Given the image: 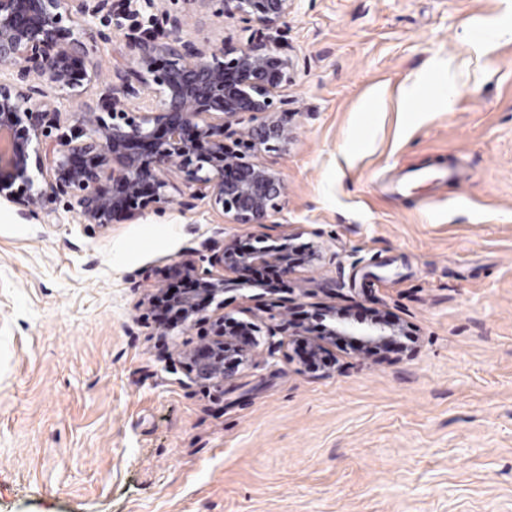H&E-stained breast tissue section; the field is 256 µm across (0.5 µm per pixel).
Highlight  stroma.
Masks as SVG:
<instances>
[{
	"mask_svg": "<svg viewBox=\"0 0 512 512\" xmlns=\"http://www.w3.org/2000/svg\"><path fill=\"white\" fill-rule=\"evenodd\" d=\"M150 26L89 44L101 72ZM183 35L247 38L202 10ZM276 38L294 137L260 155L286 185L266 224L182 209L181 183L103 229L66 197L49 218L0 202V512H512V0H295ZM282 234V289L220 308L266 324L283 301L299 334L195 385L175 353L201 326L160 333L150 297L213 244ZM329 311L399 334L325 336Z\"/></svg>",
	"mask_w": 512,
	"mask_h": 512,
	"instance_id": "35a3bbf8",
	"label": "stroma"
}]
</instances>
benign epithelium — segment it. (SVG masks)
<instances>
[{"label": "benign epithelium", "mask_w": 512, "mask_h": 512, "mask_svg": "<svg viewBox=\"0 0 512 512\" xmlns=\"http://www.w3.org/2000/svg\"><path fill=\"white\" fill-rule=\"evenodd\" d=\"M139 1L156 11L152 20L162 34L132 38L138 69L117 63L103 85L85 44L107 39L93 19L106 12L119 31L139 12ZM184 2L209 7L218 18L239 16L273 29L295 0ZM186 23V15L156 0H123L117 9L112 0H0V199L23 216H49L47 205L67 195L82 223L104 228L118 217L164 209L176 177L190 190L182 209L205 199L234 224L266 223L281 208L285 186L258 155L284 149L292 139L288 112L275 101L290 80L291 61L255 33L239 47L205 49L183 36ZM96 85L98 97L84 100ZM62 97L76 105V124L45 146L47 129L60 127ZM132 102L139 104L134 111ZM247 113L256 124L233 129ZM259 242L246 250L219 249L209 264L224 271L265 264L271 283L288 276L295 264L290 237ZM172 273L193 283L170 299L184 322L201 321L203 301L224 308V276L200 270L192 258L175 264ZM287 325L267 326L268 356L282 347L279 336ZM257 332L250 323L220 315L203 342L177 356L187 361L193 383L218 390L247 361ZM324 334L356 336L379 348L396 331L378 320L359 326L331 313Z\"/></svg>", "instance_id": "obj_1"}]
</instances>
